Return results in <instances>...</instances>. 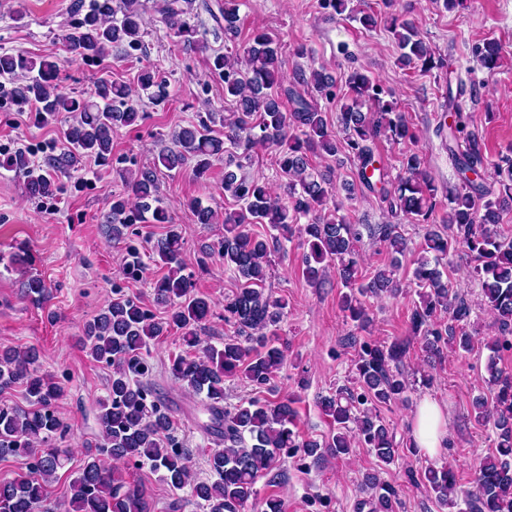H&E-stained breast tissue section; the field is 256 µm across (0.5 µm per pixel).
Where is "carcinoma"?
<instances>
[{"label":"carcinoma","mask_w":512,"mask_h":512,"mask_svg":"<svg viewBox=\"0 0 512 512\" xmlns=\"http://www.w3.org/2000/svg\"><path fill=\"white\" fill-rule=\"evenodd\" d=\"M234 0H224V33L238 34L239 17ZM77 14H83L75 27L63 36L66 59L70 66L100 58L111 48L126 52L142 49L141 16L137 0H92L85 5L75 0ZM162 20L173 36L189 46L205 49L197 39V30L183 15L181 0H164ZM400 50L399 63L404 67L420 64L428 72L436 66L429 47L419 37L415 26L396 18L386 23ZM481 65L495 67L499 47L487 41L476 50ZM283 60L279 44L266 33L257 32L249 40L244 54L226 52L213 59V70L224 75V93L234 98L235 109L224 118V130L216 134L205 120L182 127L171 135L172 146L160 150L152 167L130 172L126 180L136 202L125 197L112 198V207L104 223L112 233L138 224L151 215L155 224L168 230L153 248V255L167 268L152 282L156 300L167 307V318L155 320L138 301L116 293L106 308L84 326L83 347L96 361L112 367L108 396L100 403L97 415L101 442L89 454L83 467L70 484V508L73 512H151L147 491L140 484H130L115 476L103 463L111 459L147 461L163 472L166 483L178 490L190 488L193 497L206 503L209 512H242L255 500L257 479L277 467L281 451L302 448L310 456L322 447L336 456H346L354 447L371 449L383 464L398 456L393 431L384 424L379 407L404 399L410 384L399 369L410 339L395 340L389 345L365 342L355 360L358 391L339 388L321 400L325 415L336 424V434L321 445L316 441L298 442L293 430L296 411L288 400L271 402L250 400L234 407L224 406V379L242 375L252 385L270 384L284 362V351L271 343L269 328L276 326L286 308L283 299L265 292L267 268L271 255L295 233L303 235V275L313 285L326 283L336 274L349 292L341 296V307L350 320L362 329L370 323L362 298L383 292L396 296L403 292L396 279L399 258L408 250L406 239L395 224H380L375 230L391 254L390 265L376 271L365 284L358 283L359 241L353 225L336 216L338 209L327 208V200L337 188L323 177L313 174L308 152L318 151L334 157L339 151L336 135L329 129L323 113L291 88L283 87ZM61 65L58 60L28 57L22 53L0 54V76L14 80L12 94L19 104L35 105L36 119L47 123L60 112L72 113V120L62 130V148L34 165L18 152L0 165L25 176V191L32 198L54 194L56 179L77 166L85 157L106 162L112 154L114 133L137 121L135 94L124 82L103 78L94 93L82 100L65 94L59 87ZM298 80L326 96L335 85L324 69H309ZM139 90L158 89L154 100L162 101L166 80L152 70L138 75ZM346 103L337 121L345 131V141L360 165L358 181L378 194L390 213L426 224L422 253L412 272L413 284L419 288V302L410 315L411 339L423 347L440 352L439 344L447 341L456 349H473V336L466 330L471 307L467 299L454 292L444 277L443 265L457 247L467 249L473 273L479 278L485 304L499 332L490 346L496 352L512 347V238L498 234L501 202L512 198V156H501L491 163L484 156L478 135L470 129L471 116L455 114L453 124H439L437 132L449 129L453 142L464 144L457 157L460 186L448 194V211L436 223L438 186L417 151L406 153L402 173L395 181L375 158L373 145L383 137L399 144L412 141V132L404 115L384 101L389 95L379 80L355 69L345 79ZM370 105L373 111H362ZM274 146L278 166L287 179L286 199L273 197L266 183L248 176L245 168L252 153ZM225 159L224 191L238 207L220 214L198 200L189 208L199 224H223L224 237L218 255L224 267L240 280L231 299L224 304V320L237 327L239 339L224 342L220 348L202 347V354L178 355L171 364L172 376L204 395L210 415L209 428L224 447L212 450L209 465L218 475L213 483L196 482L188 465V453L168 437L171 419L165 405L150 399L148 385L132 381L148 368L141 357L151 340L170 327L184 331L191 347L200 345L196 327L210 313L209 301L192 294V280L183 274L181 255L183 240L177 225L170 223L167 209L158 198L159 167L172 171L196 160V172L202 174L214 160ZM236 170H231V167ZM494 169L498 191L485 186L488 168ZM301 216L307 224L294 225ZM255 224H268L278 235L266 238L253 231ZM129 261L123 275L138 279L146 272L139 248L126 244ZM28 296L40 300L48 295V286L37 276L26 282ZM448 326L437 327L442 315ZM37 353L33 349H0V391L22 385L32 408L0 406V456L23 455L31 459L28 474L0 483V512H38L46 497V484L65 467L69 454L64 448L47 444L60 430L52 406L63 397L64 388L34 368ZM489 383L495 386L492 401L478 397L474 401L477 418L493 423L498 430L495 451L484 457L466 492L468 512H512V374L498 368L496 358L486 363ZM424 485L443 506L455 507L457 479L454 471L443 466L424 472ZM366 498L361 507L369 512H395V492L378 474L369 473L362 488Z\"/></svg>","instance_id":"1"}]
</instances>
